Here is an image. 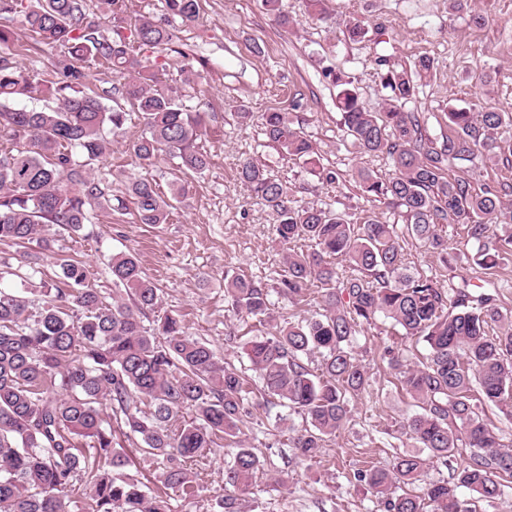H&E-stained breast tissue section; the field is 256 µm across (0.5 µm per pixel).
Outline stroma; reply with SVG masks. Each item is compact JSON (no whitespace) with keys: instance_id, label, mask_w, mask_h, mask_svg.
<instances>
[{"instance_id":"35a3bbf8","label":"stroma","mask_w":512,"mask_h":512,"mask_svg":"<svg viewBox=\"0 0 512 512\" xmlns=\"http://www.w3.org/2000/svg\"><path fill=\"white\" fill-rule=\"evenodd\" d=\"M283 5L291 20L285 28L263 10L260 0H200L198 22L175 25L173 48L141 51L143 65L179 85L187 109L201 114L204 128L198 144L210 157L204 173L185 177L186 193L168 223L148 226L138 223L132 211L101 210L96 223L75 235L61 232L51 249L40 251L41 279L7 277L0 286L42 301L38 286L54 287L55 259L65 255L86 261L94 288L108 298L112 256L132 252L162 289V312L180 314L189 335L210 344L225 362L241 366L242 344L263 328L230 311L224 277L243 273L272 288L283 269L270 217L238 179L241 158L264 163L299 200L345 210L360 224L385 207L361 191L354 169L365 166L384 176L389 167L357 153L346 139L336 111L334 72H346L365 104L377 109L383 103L378 58L399 67L421 55L434 58L436 73L409 108L425 113L428 132L436 139L448 132L449 108L512 113V0H464L459 11L448 0H327L331 18L325 22L308 14L303 0H284ZM358 14L368 17L369 33L366 42L353 44L335 18ZM474 15L482 17V26L471 24ZM1 26L15 33L10 50L20 66L50 76L56 50L35 47L19 14H1ZM187 65L197 73L188 83L182 74ZM241 108L253 112L254 121L237 123L233 114ZM273 110L298 116L323 165L338 172L336 183L321 182L298 161L264 146L257 117ZM141 127L135 116L124 130L107 137L98 169L106 173L113 197L124 196L131 177L148 179L168 192L176 174L172 161L142 165L131 154L129 144ZM439 233L447 242V262L411 240L404 249L406 264L448 288L467 278L473 285L496 289L504 316L497 329L512 331V258L496 269H482L474 259L477 246L468 241L463 225H443ZM387 346L413 359L427 354L423 343L383 321L363 326L355 353L369 376L367 392L352 400L350 423L318 458L297 459L289 446L288 428L302 426L300 416H293L291 425H279L277 406L254 410L243 431L261 451L265 473L249 498V512H379L376 498L356 479L360 470L387 466L395 456L416 451L426 460L422 478L430 482L450 479L468 462L469 449H458L444 461L428 450H415L402 434L401 424L416 408L381 361ZM282 471L288 474L284 487L272 481Z\"/></svg>"}]
</instances>
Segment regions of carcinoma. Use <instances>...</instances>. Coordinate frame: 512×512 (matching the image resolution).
Returning <instances> with one entry per match:
<instances>
[{"label": "carcinoma", "mask_w": 512, "mask_h": 512, "mask_svg": "<svg viewBox=\"0 0 512 512\" xmlns=\"http://www.w3.org/2000/svg\"><path fill=\"white\" fill-rule=\"evenodd\" d=\"M101 5L115 22L110 35L89 16L85 0H30L26 7L23 0H0V12L23 13L36 44L59 49L50 79L29 76L12 55L0 53V129L13 137L0 151V241L46 247L49 227L76 234L110 203L109 182L95 175V164L107 150L105 130H122L127 112L106 106L90 89L93 67L121 79V96L144 119L130 144L137 160L151 164L165 155L195 174L209 166L197 145L199 116L183 109L178 87L161 84L138 58L141 50L172 44L168 24L142 17L128 29L121 25L125 0ZM262 6L280 25L290 23L282 0ZM165 10L192 25L199 0H165ZM345 32L360 43L368 28L352 18ZM378 64L384 106L367 107L338 73L336 108L351 145L390 163L384 178L364 167L354 178L401 222L375 216L358 227L344 211L300 202L258 161L238 163L241 183L269 212L285 250L284 274L273 290L294 302L314 283L324 289L317 316L276 325L245 344L247 368L187 335L174 315L145 327L143 318L161 306V289L131 252L112 256L110 302L92 288L90 265L75 257L57 259L65 287L34 310L27 298L0 288V512H176L173 501L201 496L211 454L225 442L231 447L224 448L223 494L215 507L241 512L265 465L240 438L241 426L260 399L276 397L302 417L291 438L297 455L321 456L350 421L351 400L366 391L367 371L351 343L378 317L427 347L426 361L415 365L389 347L383 353L419 408L401 428L435 457L464 447L471 459L454 481L419 490L425 460L415 455L397 456L360 480L384 512H475L458 496L460 487L487 501L506 494L512 445L484 411L512 409V332L490 335L501 320L494 295H472L466 282L448 291L410 270L404 246L413 238L446 263L448 247L436 227L463 224L478 243L480 267L495 268L512 253V205L503 201L512 182L478 191L469 179L448 174L453 165L484 158L512 169V113L453 109L450 133L433 139L425 115L405 105L432 76L434 59L419 56L399 68L380 57ZM21 98L52 99L55 106L14 107ZM260 130L310 174L338 181L289 113H262ZM170 193L166 198L151 181L132 178L121 205H131L140 224H166L184 184L174 182ZM494 224L505 234H494ZM300 240L312 249H293ZM273 290L241 274L224 276L232 309L260 324L273 318ZM142 466L155 469V487L144 481Z\"/></svg>", "instance_id": "obj_1"}]
</instances>
